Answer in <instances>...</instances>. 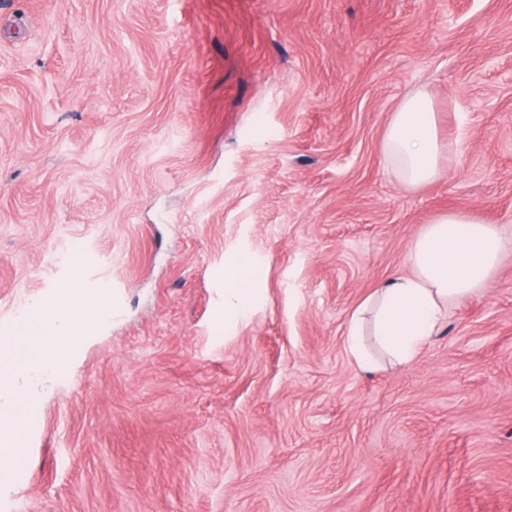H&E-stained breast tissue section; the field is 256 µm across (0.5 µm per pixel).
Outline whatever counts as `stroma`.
<instances>
[{
    "instance_id": "35a3bbf8",
    "label": "stroma",
    "mask_w": 512,
    "mask_h": 512,
    "mask_svg": "<svg viewBox=\"0 0 512 512\" xmlns=\"http://www.w3.org/2000/svg\"><path fill=\"white\" fill-rule=\"evenodd\" d=\"M419 88L459 157L412 189ZM450 212L512 239V0H0V343L44 419L0 512H512V251L412 363L345 345ZM75 277L106 315L30 381ZM382 152L397 178L409 188L426 185L453 165L458 146L443 145L436 112L421 90L405 96L392 112L385 130Z\"/></svg>"
}]
</instances>
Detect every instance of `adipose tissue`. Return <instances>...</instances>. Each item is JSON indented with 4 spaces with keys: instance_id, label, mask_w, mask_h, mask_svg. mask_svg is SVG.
I'll use <instances>...</instances> for the list:
<instances>
[{
    "instance_id": "ef3b65f1",
    "label": "adipose tissue",
    "mask_w": 512,
    "mask_h": 512,
    "mask_svg": "<svg viewBox=\"0 0 512 512\" xmlns=\"http://www.w3.org/2000/svg\"><path fill=\"white\" fill-rule=\"evenodd\" d=\"M382 152L397 178L409 188L426 185L455 163L457 146L443 145L432 101L423 90L405 96L392 112ZM506 243L499 228L462 213H451L425 225L413 239L409 274L379 283L351 316L346 344L357 364L369 369L376 361L362 334V315L372 316L376 344L396 361L408 363L438 336L451 307L479 297L495 274ZM100 300L85 297L70 281L37 302L27 321L32 372L64 354L86 322L101 318Z\"/></svg>"
}]
</instances>
